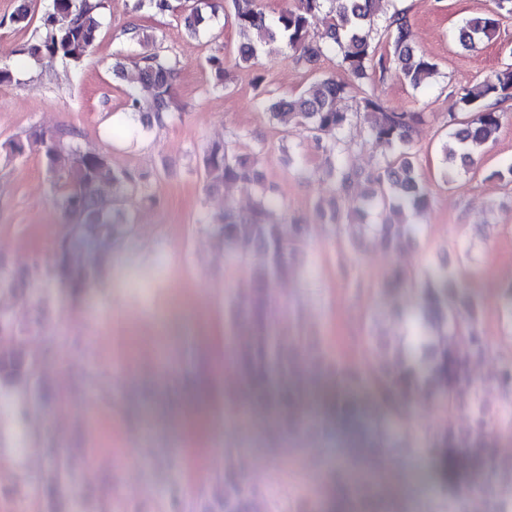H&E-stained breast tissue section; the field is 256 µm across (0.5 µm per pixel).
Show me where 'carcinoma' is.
<instances>
[{
  "label": "carcinoma",
  "instance_id": "cac0c4a2",
  "mask_svg": "<svg viewBox=\"0 0 512 512\" xmlns=\"http://www.w3.org/2000/svg\"><path fill=\"white\" fill-rule=\"evenodd\" d=\"M383 0H292L277 16L269 17L259 0H231L236 29L242 38L238 47L239 68L252 67L265 45L279 41L312 68L321 59L334 55L344 77H322L305 87L298 96L270 98L260 92L258 107L283 130L290 128L310 138L325 156V173L333 179L336 201L329 208L318 206L320 223L343 226L344 211L363 212L379 206L403 216L393 224L364 226L376 246L398 251L418 239L421 228L406 216L416 215L430 204L428 190L414 164L413 132L429 121V113L396 112L384 106L376 91V80L391 68L398 69L414 89L423 87L438 73L437 64L415 50L411 24L403 12L379 24ZM491 6L467 18L457 31V43L464 50H475L495 38L500 21L512 16V0H490ZM105 0H48L40 17H35L25 0L10 16V23L31 31L19 54L34 61H59L70 69L81 66L97 42L102 27ZM134 13L164 14L181 12L182 25L190 36H199L215 17L213 0H192L176 5L174 0H132ZM323 14L325 24L318 34L311 33L310 19ZM124 50L113 63L120 76L126 63L134 65L135 79L125 91V107L141 130L163 128L179 110L175 83L180 61L164 53L150 35L136 26L123 29ZM345 96L355 98L352 112L336 108ZM512 97V65L495 72L474 86H463L456 94V112L450 114L448 133L451 143L442 144L445 163L469 168L474 157L493 140L506 113L500 105ZM364 126L367 136L384 147L385 153L369 179L366 197L355 199L351 188L359 173L346 163L350 143L344 132L351 126ZM81 132L73 124L53 130L37 126L24 135L0 144L6 160L22 157L30 146L37 147L45 171L56 192V205L69 231L96 241L99 254L93 261L82 259L67 247L69 235L56 241L52 263L36 261L24 267L0 262V292L19 300L36 297L25 328L0 313V383L29 382L33 364L25 347V334L42 330L49 320L48 298L66 294L81 297L102 274L112 243L124 238L134 224V214L125 207L129 199L156 202L150 193L155 176L149 171L114 169L109 158L95 150L78 147ZM208 194L224 192L229 183L258 188L251 210L242 215L226 203L224 215L211 224L214 236L235 254L254 252L261 256L252 287L238 294L230 308V321L244 323L248 340L235 349L236 362L243 374V399L267 410L286 406L297 408L306 390L292 381L297 355L267 323L266 311L274 300L277 282L295 271L297 257L309 236L310 221L296 217L271 190L263 186L264 175L254 157L242 155L230 144L212 142L198 156ZM463 275L460 268L439 266L424 273L416 297L417 310L410 315L414 342L397 353L386 341L367 337L373 354L363 365L342 364L328 359L314 345H308L310 359L322 364L336 381V393L326 412L341 421L357 419L360 407L356 392L361 391L373 406V427L369 448H385L401 441L409 426V409L421 393L429 394L448 413L460 402L470 415L461 430L452 420L444 421L429 437L425 451L431 454L446 479L456 482L466 473L478 475L487 468L512 475V464L497 459L492 443L486 408L474 396L468 382L469 366L488 350L479 329L483 309L479 299L456 287ZM411 279L406 270L394 267L382 282L381 293L390 297ZM496 382L512 397V361L502 363ZM336 487L353 495L360 512H400L394 502L362 493L354 472L346 465L336 466ZM257 493L241 474L228 473L220 493L208 505L209 512H254Z\"/></svg>",
  "mask_w": 512,
  "mask_h": 512
}]
</instances>
